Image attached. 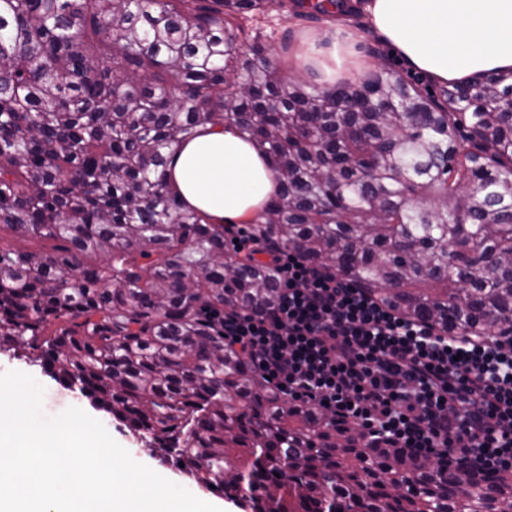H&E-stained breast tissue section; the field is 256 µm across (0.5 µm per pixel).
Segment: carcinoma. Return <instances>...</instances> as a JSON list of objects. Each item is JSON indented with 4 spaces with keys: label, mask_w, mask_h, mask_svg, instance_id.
<instances>
[{
    "label": "carcinoma",
    "mask_w": 512,
    "mask_h": 512,
    "mask_svg": "<svg viewBox=\"0 0 512 512\" xmlns=\"http://www.w3.org/2000/svg\"><path fill=\"white\" fill-rule=\"evenodd\" d=\"M293 2L295 17L331 14ZM267 8L0 0V224L53 241L0 245V351L35 357L196 485L266 512H506L512 479L366 446L224 347L209 313L266 306L276 284L225 253L224 226L166 177L197 127L232 125L279 181L261 241L401 315L484 333L512 323V72L439 96L385 67L286 79L239 23Z\"/></svg>",
    "instance_id": "carcinoma-1"
}]
</instances>
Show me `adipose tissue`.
Wrapping results in <instances>:
<instances>
[{
  "label": "adipose tissue",
  "instance_id": "adipose-tissue-1",
  "mask_svg": "<svg viewBox=\"0 0 512 512\" xmlns=\"http://www.w3.org/2000/svg\"><path fill=\"white\" fill-rule=\"evenodd\" d=\"M371 30L439 83L512 70V0H365ZM168 185L211 224H242L278 191L269 159L230 126H200L168 167Z\"/></svg>",
  "mask_w": 512,
  "mask_h": 512
}]
</instances>
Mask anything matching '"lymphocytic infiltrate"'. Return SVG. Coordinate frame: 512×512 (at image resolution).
<instances>
[{
	"label": "lymphocytic infiltrate",
	"instance_id": "lymphocytic-infiltrate-1",
	"mask_svg": "<svg viewBox=\"0 0 512 512\" xmlns=\"http://www.w3.org/2000/svg\"><path fill=\"white\" fill-rule=\"evenodd\" d=\"M276 301L225 308L213 322L289 401L357 430L367 443L442 471L512 478V326L458 336L388 310L294 248L270 253Z\"/></svg>",
	"mask_w": 512,
	"mask_h": 512
}]
</instances>
